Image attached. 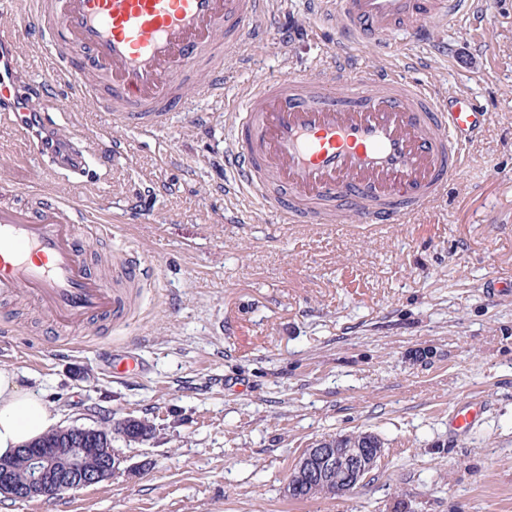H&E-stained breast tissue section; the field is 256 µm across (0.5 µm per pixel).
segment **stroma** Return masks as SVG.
<instances>
[{
  "label": "stroma",
  "instance_id": "obj_1",
  "mask_svg": "<svg viewBox=\"0 0 512 512\" xmlns=\"http://www.w3.org/2000/svg\"><path fill=\"white\" fill-rule=\"evenodd\" d=\"M272 23L230 52L224 99H199L198 67L150 133L116 125L96 97L56 93L60 143L103 137L83 173L50 174L13 125L0 123V184L51 179L79 197L94 263L138 248L157 268L117 322L56 331L25 295L0 305V367L16 370L60 426L154 423L143 443L112 446L129 472L57 503L0 496V512H512V0H482L456 22H428V43L385 55L365 42L368 70L388 69L439 93H470L493 122L467 148L444 198L412 223L283 224L273 212L225 222L245 200L224 196L225 115L242 85L313 73L332 42L307 0H271ZM125 141V153L104 145ZM503 295L492 298L489 282ZM137 355L116 378L108 356ZM473 400L467 429L450 419ZM371 432L382 462L353 495L293 501L283 488L310 442Z\"/></svg>",
  "mask_w": 512,
  "mask_h": 512
}]
</instances>
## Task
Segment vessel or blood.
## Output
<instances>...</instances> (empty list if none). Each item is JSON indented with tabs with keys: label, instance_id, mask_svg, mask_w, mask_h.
I'll use <instances>...</instances> for the list:
<instances>
[{
	"label": "vessel or blood",
	"instance_id": "vessel-or-blood-1",
	"mask_svg": "<svg viewBox=\"0 0 512 512\" xmlns=\"http://www.w3.org/2000/svg\"><path fill=\"white\" fill-rule=\"evenodd\" d=\"M332 14L336 40L305 78L285 72L246 90L230 113L224 192L255 194L287 224H329L343 212L350 224H407L433 208L466 165V148L492 121L471 94L439 95L422 82L362 68L354 47L386 45L395 32L427 39L425 21L465 17L468 0H314ZM23 29L0 32L11 52L22 31L56 55L40 83L21 87L0 65V118L29 136L17 103L53 106L50 89L82 100L104 91L114 121L146 131L183 109L177 81L194 65H211L203 99L224 96L227 51L249 25L268 18L270 0H32ZM223 43H215V31ZM345 94H338V87ZM79 201L58 198L31 209L0 201V298L26 290L58 329L113 320L129 308L125 294L93 268L78 236ZM123 266L129 287L154 277L137 252Z\"/></svg>",
	"mask_w": 512,
	"mask_h": 512
}]
</instances>
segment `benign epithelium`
I'll list each match as a JSON object with an SVG mask.
<instances>
[{
    "mask_svg": "<svg viewBox=\"0 0 512 512\" xmlns=\"http://www.w3.org/2000/svg\"><path fill=\"white\" fill-rule=\"evenodd\" d=\"M92 428L73 425L65 429L66 437L49 454L25 451L28 457L27 481L17 485L10 465L0 462V492L18 500H46L56 492L55 476L68 475L69 490H78L112 479L120 473L126 459L114 448H86L85 436ZM384 455L381 439L368 434L361 448H339L337 441L326 438L309 444L295 462L286 486V494L300 498L303 485L316 482L331 495L347 496L359 488Z\"/></svg>",
    "mask_w": 512,
    "mask_h": 512,
    "instance_id": "1",
    "label": "benign epithelium"
}]
</instances>
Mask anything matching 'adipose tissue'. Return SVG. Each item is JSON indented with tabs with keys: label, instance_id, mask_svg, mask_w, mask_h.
Segmentation results:
<instances>
[{
	"label": "adipose tissue",
	"instance_id": "adipose-tissue-1",
	"mask_svg": "<svg viewBox=\"0 0 512 512\" xmlns=\"http://www.w3.org/2000/svg\"><path fill=\"white\" fill-rule=\"evenodd\" d=\"M54 423L40 395L24 387L13 370L0 367V457L36 441Z\"/></svg>",
	"mask_w": 512,
	"mask_h": 512
}]
</instances>
